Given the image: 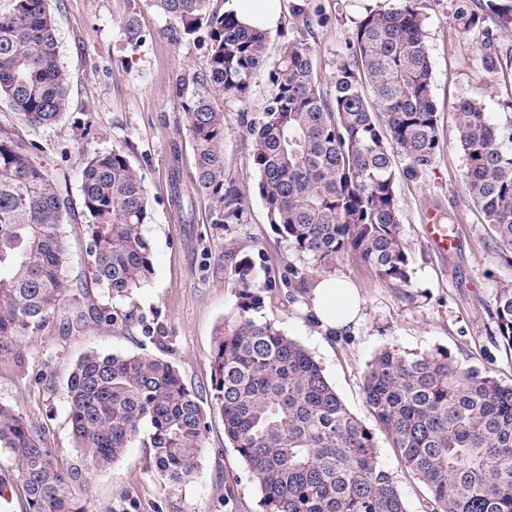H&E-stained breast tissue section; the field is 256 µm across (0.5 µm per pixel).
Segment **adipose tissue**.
Instances as JSON below:
<instances>
[{
    "label": "adipose tissue",
    "mask_w": 512,
    "mask_h": 512,
    "mask_svg": "<svg viewBox=\"0 0 512 512\" xmlns=\"http://www.w3.org/2000/svg\"><path fill=\"white\" fill-rule=\"evenodd\" d=\"M224 8L248 26L271 31L281 23L279 0H226ZM312 310L323 328L341 334L359 322L362 303L345 280L331 277L315 288Z\"/></svg>",
    "instance_id": "ef3b65f1"
}]
</instances>
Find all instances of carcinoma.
Here are the masks:
<instances>
[{"instance_id":"obj_1","label":"carcinoma","mask_w":512,"mask_h":512,"mask_svg":"<svg viewBox=\"0 0 512 512\" xmlns=\"http://www.w3.org/2000/svg\"><path fill=\"white\" fill-rule=\"evenodd\" d=\"M153 3L183 35L206 34L207 69L180 78L177 93L195 142L194 187L216 203L214 222L247 220L240 190L226 177L224 112L215 101L246 102L254 75L265 70L275 92L247 131L270 223L321 268L346 255L385 282L408 284L396 185L421 177L439 149L418 0L357 24L329 94L306 39L272 59L267 31L240 25L211 0ZM483 12L461 5L463 29L512 23V0H486ZM68 91L49 0H9L0 10V101L27 124L48 126L67 111ZM457 111L469 193L512 264V114L495 122L479 100H464ZM81 192L94 279L110 296L126 297L153 270L142 176L122 150L95 153L82 158ZM72 212L67 187L14 128L0 126L1 343L43 330L73 290L62 234ZM234 272L236 309L211 350L210 405L168 359L90 352L67 381L82 467L62 471L40 435L0 403V452L25 486L27 512H88L73 485L136 442L170 484L185 482L213 412L256 479L264 512H408L378 461L373 429L299 342L257 317L272 284L245 257ZM489 314L511 354V283L497 289ZM363 390L376 425L426 489L422 512H512V385L446 350L386 347L368 363Z\"/></svg>"}]
</instances>
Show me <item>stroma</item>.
Instances as JSON below:
<instances>
[{
	"instance_id": "obj_1",
	"label": "stroma",
	"mask_w": 512,
	"mask_h": 512,
	"mask_svg": "<svg viewBox=\"0 0 512 512\" xmlns=\"http://www.w3.org/2000/svg\"><path fill=\"white\" fill-rule=\"evenodd\" d=\"M293 2L281 0V25L270 31L267 51L278 56L289 40L306 37L317 70L327 80L347 56L357 22L386 0H309L321 21L305 33L292 18ZM419 7L432 62L439 151L419 179L403 178L396 186L401 234L410 256L411 279L404 286L380 280L346 256L317 268L270 224L247 133L248 120L273 92L267 72L255 75L246 102H217L226 128V175L243 195L247 222L215 223L214 203L202 193H192L191 212L173 206V183L191 185L195 173L176 83L204 71L205 38L181 36L150 0H51L60 61L70 76L69 109L56 124L32 127L0 102V125L14 127L36 145L38 161L67 184L75 201L80 198L83 154L123 150L147 190L153 259V274L141 288L110 299L93 280L84 220L76 218L63 232L71 257L67 275L83 286V297L66 300L44 331L0 343V402L13 406L41 436L60 469L79 462L66 382L88 352L170 359L188 387L210 396L215 331L236 308L234 262L245 256L259 279L272 283L262 320L309 351L366 425L374 420L366 407L363 376L373 355L385 347L402 352L445 349L512 384V354L503 349L487 312L497 289L512 283V266L499 258L470 197L455 110L460 100L476 99L492 119L504 120L512 108V25L494 28L488 38L482 28H462L456 19L458 0H420ZM489 46L506 68L487 69ZM430 213L457 230L456 245L448 253L435 251L421 232ZM328 277L350 281L363 301L362 320L345 334L325 331L311 311V293ZM93 306L113 308L120 318L76 321V308ZM376 442L378 460L393 473L408 512H421L424 486L398 463L384 434H377ZM74 491L86 500L88 512H263L259 486L225 438L224 422L216 413L189 481L168 483L150 468L145 449L136 443Z\"/></svg>"
}]
</instances>
